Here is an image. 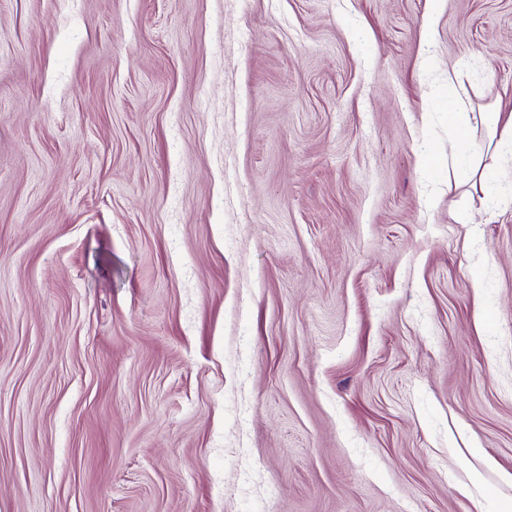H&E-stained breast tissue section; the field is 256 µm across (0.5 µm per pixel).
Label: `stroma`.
Segmentation results:
<instances>
[{
  "label": "stroma",
  "instance_id": "1",
  "mask_svg": "<svg viewBox=\"0 0 512 512\" xmlns=\"http://www.w3.org/2000/svg\"><path fill=\"white\" fill-rule=\"evenodd\" d=\"M452 66L512 117V0H0V512H500Z\"/></svg>",
  "mask_w": 512,
  "mask_h": 512
}]
</instances>
